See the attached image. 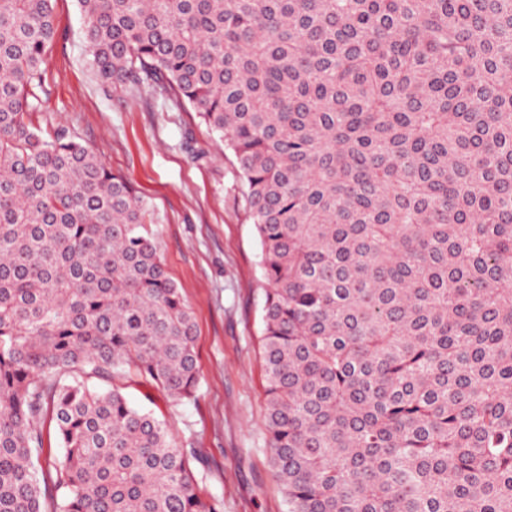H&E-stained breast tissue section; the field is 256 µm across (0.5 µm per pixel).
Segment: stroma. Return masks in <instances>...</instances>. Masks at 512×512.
I'll return each mask as SVG.
<instances>
[{"label": "stroma", "mask_w": 512, "mask_h": 512, "mask_svg": "<svg viewBox=\"0 0 512 512\" xmlns=\"http://www.w3.org/2000/svg\"><path fill=\"white\" fill-rule=\"evenodd\" d=\"M42 118L62 128L143 199L170 278L196 321L199 389L175 402L135 385L129 403L197 449L198 489L223 512H287L269 465L261 347V246L234 156L190 107L148 87L113 89L95 75L77 0H53Z\"/></svg>", "instance_id": "1"}]
</instances>
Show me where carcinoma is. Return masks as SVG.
Returning <instances> with one entry per match:
<instances>
[{
    "label": "carcinoma",
    "mask_w": 512,
    "mask_h": 512,
    "mask_svg": "<svg viewBox=\"0 0 512 512\" xmlns=\"http://www.w3.org/2000/svg\"><path fill=\"white\" fill-rule=\"evenodd\" d=\"M78 2L100 80L236 159L290 512H512V0ZM55 34L0 0V512H220L123 393L193 398L195 323L131 184L36 123Z\"/></svg>",
    "instance_id": "cac0c4a2"
}]
</instances>
